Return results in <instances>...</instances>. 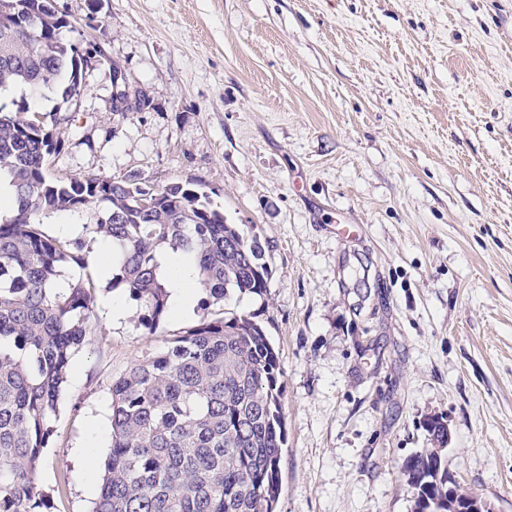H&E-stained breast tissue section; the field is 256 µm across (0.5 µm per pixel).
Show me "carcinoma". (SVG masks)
Instances as JSON below:
<instances>
[{"label": "carcinoma", "mask_w": 512, "mask_h": 512, "mask_svg": "<svg viewBox=\"0 0 512 512\" xmlns=\"http://www.w3.org/2000/svg\"><path fill=\"white\" fill-rule=\"evenodd\" d=\"M12 29L0 26V180L14 189L0 207V512H57L66 492L37 481L43 450L56 429L73 352L94 335L97 282L90 276L56 286L64 266L84 261L87 243H112V286L139 306L137 321L154 333L168 292L158 253L193 255L207 315L132 363L111 394V449L93 512H275L285 445L280 361L261 325L224 317V298L262 294L270 283L266 245L229 224L193 182L147 185L136 174L51 177L60 147L36 119L32 101L49 93L81 95L84 55L65 39L67 16L49 0H9ZM143 95L112 102L140 112ZM94 212L85 237L42 230L43 219ZM407 459L412 512H448L444 419Z\"/></svg>", "instance_id": "1"}]
</instances>
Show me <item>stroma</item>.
Masks as SVG:
<instances>
[{"instance_id": "1", "label": "stroma", "mask_w": 512, "mask_h": 512, "mask_svg": "<svg viewBox=\"0 0 512 512\" xmlns=\"http://www.w3.org/2000/svg\"><path fill=\"white\" fill-rule=\"evenodd\" d=\"M123 70L38 99L57 176L201 183L267 245L266 294L224 302L279 354L276 512H411L405 460L450 435L448 467L512 512V0H56ZM357 232L353 241L342 229ZM100 284L38 483L92 512L113 379L197 325L155 333ZM99 420L101 433L90 430Z\"/></svg>"}]
</instances>
